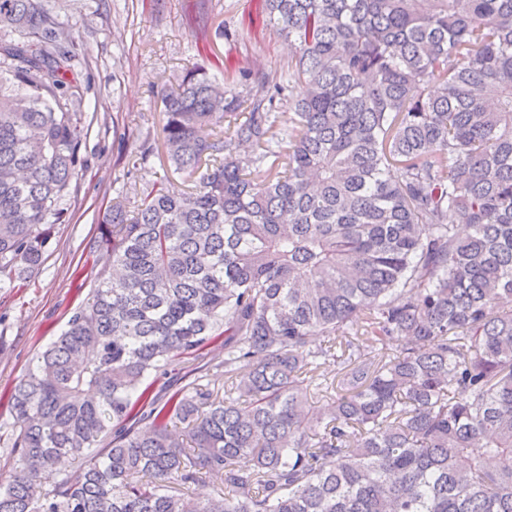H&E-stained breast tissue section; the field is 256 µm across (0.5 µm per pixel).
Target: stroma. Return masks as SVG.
<instances>
[{"label":"stroma","mask_w":512,"mask_h":512,"mask_svg":"<svg viewBox=\"0 0 512 512\" xmlns=\"http://www.w3.org/2000/svg\"><path fill=\"white\" fill-rule=\"evenodd\" d=\"M68 31L90 77L84 166L41 269L0 289V472L12 421L6 395L34 355L66 326L91 285L89 246L113 198L138 199L159 183L191 182L170 167L162 99L188 69L217 82L240 71L279 68L294 56L261 0H45Z\"/></svg>","instance_id":"stroma-1"}]
</instances>
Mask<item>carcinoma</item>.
<instances>
[{"label":"carcinoma","mask_w":512,"mask_h":512,"mask_svg":"<svg viewBox=\"0 0 512 512\" xmlns=\"http://www.w3.org/2000/svg\"><path fill=\"white\" fill-rule=\"evenodd\" d=\"M264 2L295 60L165 96L195 187L99 220L111 267L10 391L0 512H512V0ZM2 29L9 288L65 220L90 83L43 0Z\"/></svg>","instance_id":"cac0c4a2"}]
</instances>
